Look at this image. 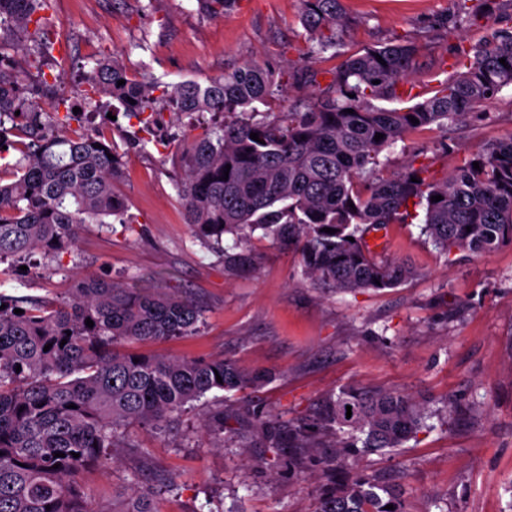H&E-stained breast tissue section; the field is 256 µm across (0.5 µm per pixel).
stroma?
I'll use <instances>...</instances> for the list:
<instances>
[{"label": "stroma", "instance_id": "1", "mask_svg": "<svg viewBox=\"0 0 512 512\" xmlns=\"http://www.w3.org/2000/svg\"><path fill=\"white\" fill-rule=\"evenodd\" d=\"M351 19L342 38L353 48L394 40L420 47L410 84L431 91L460 68L459 48L482 40L512 13V0H487L474 25L451 23L455 0H344ZM299 0H238L223 16L199 12L195 0H51L50 45L25 42L17 61L38 101L83 100V65L118 54L135 78L159 85L209 78L256 60L289 74L288 93L264 108L272 119L313 100L336 59L308 61ZM314 71L316 82L294 80ZM93 125L111 134L122 157L112 181L128 204L130 224L85 225L74 251L52 261L46 276L16 275L0 264V293L68 297L73 274L128 288L164 287L204 312L196 332L133 344V351L174 358H217L272 377L249 393L212 392L185 409L164 432L127 428L108 456L78 480L103 504L125 497L131 481L149 487L172 477L157 498L160 512H317L328 471L321 460L298 462L292 449L266 448L248 422L230 439L206 434L202 422L220 410L263 409L289 420L312 414L339 388L402 390L443 410L430 430L386 454L357 460L360 471L400 490L408 512H512V246L485 255H445L416 225L393 224L386 258L417 270L383 291L345 292L309 279L298 251L252 238L257 258L247 273L225 264L222 244L197 238L175 184L181 172L169 146L192 116L160 107L152 130L113 109L108 97L85 102ZM485 121L443 142L414 134L386 149V172L408 160L443 179L490 139L512 132V87L489 102ZM146 448L129 453L126 439Z\"/></svg>", "mask_w": 512, "mask_h": 512}]
</instances>
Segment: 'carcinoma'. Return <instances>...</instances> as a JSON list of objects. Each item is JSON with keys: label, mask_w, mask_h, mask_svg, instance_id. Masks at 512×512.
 <instances>
[{"label": "carcinoma", "mask_w": 512, "mask_h": 512, "mask_svg": "<svg viewBox=\"0 0 512 512\" xmlns=\"http://www.w3.org/2000/svg\"><path fill=\"white\" fill-rule=\"evenodd\" d=\"M49 2L0 0V160L9 154L7 133L17 137L10 147L20 153L7 165L12 179L0 182V262L11 260L16 272L30 266L37 252L51 260L76 248L85 224L114 217L127 223L126 205L112 191L121 156L110 139L97 128L51 134L75 119V105L63 114L58 104L46 109L28 96L27 72L5 64L18 40L47 35V18L39 11ZM196 2L201 11L224 15L237 0ZM484 2L457 0L456 21L481 16ZM301 4L303 27L314 42L308 58L331 50L340 59L313 102L277 120H255L257 105L284 93L282 78L256 61L206 84L186 80L164 90L174 112L222 117L197 122L195 134L175 147L184 172L176 188L195 234L217 242L235 236L236 252H224V262L246 270L256 258L242 244L260 230L279 247L298 250L311 279L349 292L396 288L416 276L408 262L378 259L365 235L420 215L421 234L444 254L512 246V133L485 144L440 183L427 181L424 169L412 163L385 175L379 159L410 134L436 127L451 136L461 124L486 116L482 107L512 86V15L484 40L459 50L461 70L435 86L432 96L383 107L378 102L402 101L399 88L407 82L416 43L348 51L341 39L348 21L343 0ZM87 84L127 113L150 112L144 123L153 122L154 82L131 78L118 58L93 60ZM436 195L442 200H431ZM2 304L0 512H158L153 492L139 486L130 488L122 510L103 508L76 477L115 445L126 426L160 430L209 392L254 390L269 378L224 358H166L122 349L196 331L201 309L175 292H144L76 274L65 300L0 293ZM245 414L268 448H319L323 437L336 436L335 467L320 512H406L396 490L369 475H349L348 457L399 448L427 427L432 411L409 394L348 386L296 422L253 408ZM389 504L394 510L386 509Z\"/></svg>", "instance_id": "1"}]
</instances>
